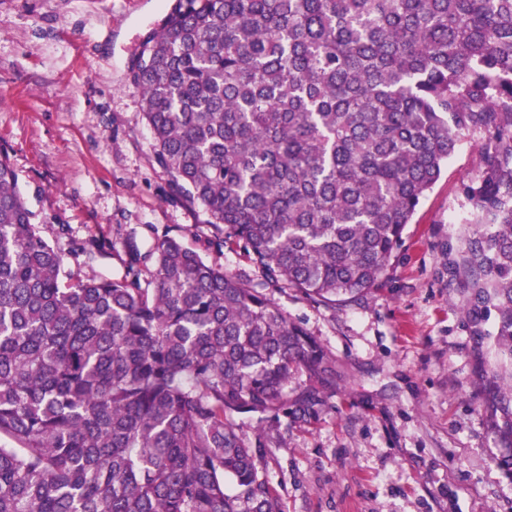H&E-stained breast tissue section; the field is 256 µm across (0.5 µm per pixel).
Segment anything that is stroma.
I'll use <instances>...</instances> for the list:
<instances>
[{"mask_svg": "<svg viewBox=\"0 0 512 512\" xmlns=\"http://www.w3.org/2000/svg\"><path fill=\"white\" fill-rule=\"evenodd\" d=\"M170 3L0 0V145L69 268L121 277L127 245L145 253L167 234L261 288V271L172 191L127 80ZM479 149L475 136L459 143L359 300L335 308L269 290L336 363L317 423L239 421L271 444L266 474L283 512H512V472L498 463L483 392L495 355L475 348L470 292L448 277Z\"/></svg>", "mask_w": 512, "mask_h": 512, "instance_id": "obj_1", "label": "stroma"}]
</instances>
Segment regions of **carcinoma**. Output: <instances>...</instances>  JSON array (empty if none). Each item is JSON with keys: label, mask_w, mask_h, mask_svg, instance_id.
I'll return each mask as SVG.
<instances>
[{"label": "carcinoma", "mask_w": 512, "mask_h": 512, "mask_svg": "<svg viewBox=\"0 0 512 512\" xmlns=\"http://www.w3.org/2000/svg\"><path fill=\"white\" fill-rule=\"evenodd\" d=\"M128 82L173 191L268 286L328 305L387 272L480 136L459 267L511 467L512 0H172ZM35 219L0 149V512H281L237 419L316 420L336 392L316 341L173 237L109 279Z\"/></svg>", "instance_id": "1"}]
</instances>
